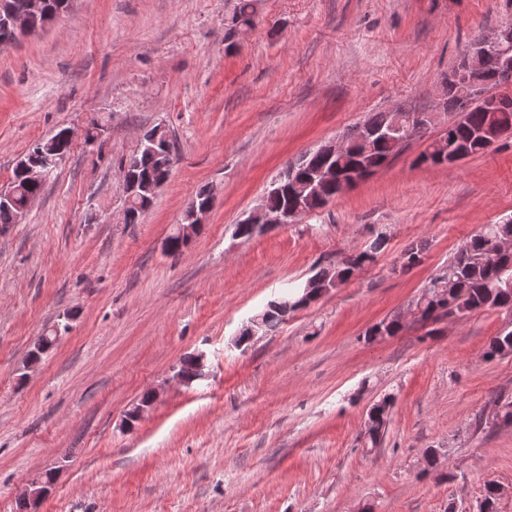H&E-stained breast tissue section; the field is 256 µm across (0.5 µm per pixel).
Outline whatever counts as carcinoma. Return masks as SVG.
<instances>
[{
	"label": "carcinoma",
	"instance_id": "cac0c4a2",
	"mask_svg": "<svg viewBox=\"0 0 512 512\" xmlns=\"http://www.w3.org/2000/svg\"><path fill=\"white\" fill-rule=\"evenodd\" d=\"M70 0H46L47 12L38 19L40 28L59 14L66 11ZM253 0H238L231 23L247 24L252 22ZM488 126H497L505 131H512V96H503L488 109L474 107L463 120L448 125L445 136L448 147L457 148L474 156L487 149L480 132ZM404 143L374 141L371 148L354 144L348 153L335 157L331 163L342 170L359 168L364 175L370 176L391 158L398 155ZM172 149L171 141L160 142L156 146H143L136 152L137 165L135 174L138 185L129 207L126 221L137 223L141 213L152 203L157 194V187L168 180L170 169L166 166L165 152ZM326 161V156L311 152L305 160V166L294 168V176L284 181V186L276 193L266 196L264 205L269 209H282L294 204L292 196L296 185L305 181L307 168L318 166ZM15 195L12 202L0 203V228L4 229L15 223L17 211L26 208L43 190V184L31 183L22 174L13 172ZM512 238V221L501 224H485L480 231L471 236L459 249L453 260L440 275L429 281L421 289L415 301L414 310L419 313V320H440L451 316H460L483 308L512 309V287L506 282L512 281V252L490 253L491 243L497 239ZM386 240L377 236L368 248L355 250L336 264L322 268L312 276L311 283L304 282L288 287V291L278 299L268 301L258 314L262 323V332H272L284 323L282 311L277 301L286 300L299 311L309 302L320 297L323 289L346 283L355 271L373 263L377 255L385 249ZM423 246L411 245L402 253L400 268L410 270L422 261ZM512 355V330L503 331L488 341L485 356L494 359L498 356ZM200 357L185 356L180 360L179 372L184 378L193 382L199 379ZM394 396H383L367 411L368 424L365 428L368 442L375 447L380 442L390 422V409Z\"/></svg>",
	"mask_w": 512,
	"mask_h": 512
}]
</instances>
